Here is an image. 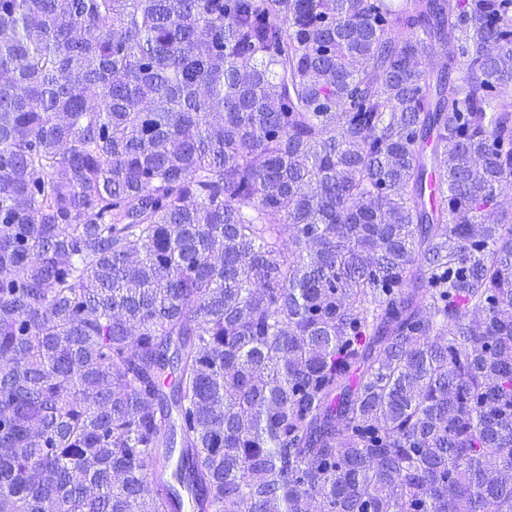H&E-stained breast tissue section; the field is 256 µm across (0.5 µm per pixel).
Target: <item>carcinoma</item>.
<instances>
[{
	"instance_id": "cac0c4a2",
	"label": "carcinoma",
	"mask_w": 512,
	"mask_h": 512,
	"mask_svg": "<svg viewBox=\"0 0 512 512\" xmlns=\"http://www.w3.org/2000/svg\"><path fill=\"white\" fill-rule=\"evenodd\" d=\"M511 184L512 0H0V512H512Z\"/></svg>"
}]
</instances>
